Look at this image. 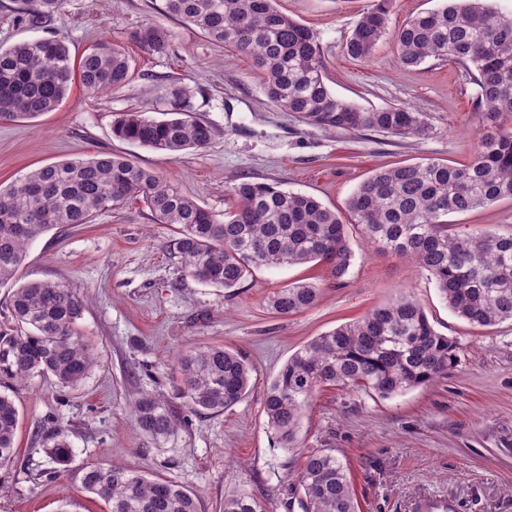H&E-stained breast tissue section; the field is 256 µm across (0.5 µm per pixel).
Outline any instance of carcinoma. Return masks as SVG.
<instances>
[{
  "instance_id": "cac0c4a2",
  "label": "carcinoma",
  "mask_w": 512,
  "mask_h": 512,
  "mask_svg": "<svg viewBox=\"0 0 512 512\" xmlns=\"http://www.w3.org/2000/svg\"><path fill=\"white\" fill-rule=\"evenodd\" d=\"M277 0H163V12L217 43L236 48L264 75L271 103L305 122L336 130H372L400 137L425 132L421 115L401 106L364 110L334 95L324 81L321 48L313 31L281 12ZM65 0H21L25 27L48 32ZM393 0H375L357 21L346 53L368 60L387 34ZM137 41L161 51L165 29L146 25ZM397 62L419 65L431 58L462 65L478 86L474 110L482 129L470 163L400 165L364 180L342 215L311 195L266 183L232 187L235 204L220 216L185 195L166 178L127 158L101 154L42 165L0 188V286L13 280L27 247L44 231L63 224H89L131 200L147 206L156 221L176 224L168 248L183 272L201 282L236 289L261 267L324 263L343 277L352 262L346 228L408 260L434 278L448 308L478 326L512 320V232L483 229L448 232L443 217L512 199V15L487 0H444L441 7L406 19L395 32ZM130 60L115 43L102 41L74 62L60 39L41 38L0 46V121L32 120L55 110L74 78L93 96L126 85ZM155 100L165 118L124 112L112 134L172 158L205 148L215 131L195 116L189 87L166 81ZM320 288L294 282L268 298L280 316L314 306ZM86 295L65 282L22 284L13 290L9 313L16 328L0 333V370L24 380L50 376L69 387L95 363L90 344L78 335ZM457 343L438 333L409 296L303 345L268 384L263 413L280 447L293 449L303 411L316 390L340 386L388 397L424 385L455 367ZM181 394L195 412H222L248 393L251 369L242 355L211 346L179 360ZM135 428L155 442L173 436L181 418L173 403L144 393L133 406ZM18 411L0 394V469L15 458ZM53 473L67 471L72 446L58 427L45 438ZM304 512H358L346 466L328 449H312L296 476ZM84 491L109 512H200L193 493L168 480L151 479L122 465H91L81 475ZM224 512H267L262 498L244 489L224 496Z\"/></svg>"
}]
</instances>
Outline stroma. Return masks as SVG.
Returning <instances> with one entry per match:
<instances>
[{
	"mask_svg": "<svg viewBox=\"0 0 512 512\" xmlns=\"http://www.w3.org/2000/svg\"><path fill=\"white\" fill-rule=\"evenodd\" d=\"M440 3L395 0L390 35L370 60L358 61L343 47L373 0L277 2L315 33L326 84L337 97L366 110L406 106L422 114L425 133L404 139L328 130L281 111L244 56L162 15L161 0H66L53 36L75 59L97 42H115L131 60V79L98 97L76 82L54 111L0 122V184L37 166L108 153L161 173L217 214L231 209V189L243 181L307 193L341 212L381 167L467 163L480 129L475 85L448 60L399 66L392 36L405 18ZM149 23L167 30L165 50L145 49L135 39ZM168 80L192 87L198 117L215 130L211 143L172 159L115 139L117 114L157 115L153 90ZM448 221L452 232L469 224L512 232V199ZM175 231L132 201L92 223L45 232L29 245L13 284L0 287V331L13 327L8 305L14 286L62 280L83 290L88 302L78 330L97 356L71 388L44 376L0 379V392L19 412L17 457L0 470V512H106L80 477L87 466L113 463L177 482L198 496L201 512H223L224 495L235 488L265 498L269 512H303L289 485L306 453L319 448L331 449L347 467L360 512H414L428 496L452 498L461 512H512V321L470 325L448 309L427 272L353 227L348 234L355 257L343 278L320 263L262 268L234 291L182 272L166 250ZM292 282L319 284V302L288 317L267 311V297ZM402 294L422 306L437 332L457 342L458 366L389 397L320 388L303 414L297 448H280L262 411L268 383L314 337ZM210 345L244 355L252 376L246 397L218 413L186 412L184 425L164 444L138 433L133 402L145 392L177 401L179 357ZM58 425L68 429L73 454L68 471L52 476L42 434Z\"/></svg>",
	"mask_w": 512,
	"mask_h": 512,
	"instance_id": "stroma-1",
	"label": "stroma"
}]
</instances>
